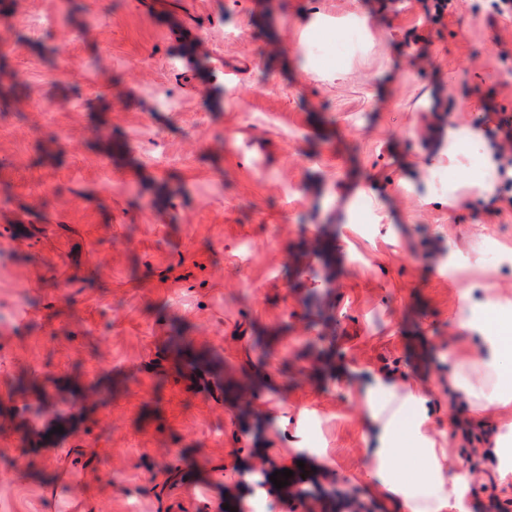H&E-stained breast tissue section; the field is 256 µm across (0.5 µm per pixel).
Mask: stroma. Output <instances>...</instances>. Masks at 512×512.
Returning a JSON list of instances; mask_svg holds the SVG:
<instances>
[{
    "mask_svg": "<svg viewBox=\"0 0 512 512\" xmlns=\"http://www.w3.org/2000/svg\"><path fill=\"white\" fill-rule=\"evenodd\" d=\"M432 11L0 0L22 82L0 107V512H289L261 461L408 512L421 465L379 463L370 426L415 390L457 479L442 512H512V418L452 383L512 310V208L475 182L485 114L512 115V18ZM318 236L338 252L315 292ZM21 379L95 387L59 447L26 445Z\"/></svg>",
    "mask_w": 512,
    "mask_h": 512,
    "instance_id": "35a3bbf8",
    "label": "stroma"
}]
</instances>
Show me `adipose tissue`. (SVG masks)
<instances>
[{
	"mask_svg": "<svg viewBox=\"0 0 512 512\" xmlns=\"http://www.w3.org/2000/svg\"><path fill=\"white\" fill-rule=\"evenodd\" d=\"M488 327L495 334L490 339L487 355L471 356L456 365L454 381L476 403H497L501 407L512 405V318L490 314ZM415 395L401 399L391 398L376 413L384 433L397 439L399 445L391 449V459H400L401 443L415 445V454L426 463V470L415 493L407 495L406 505L410 512H441L445 502L457 490L456 478L442 479L434 449L422 447V434L418 426L405 423V411L415 405Z\"/></svg>",
	"mask_w": 512,
	"mask_h": 512,
	"instance_id": "ef3b65f1",
	"label": "adipose tissue"
}]
</instances>
